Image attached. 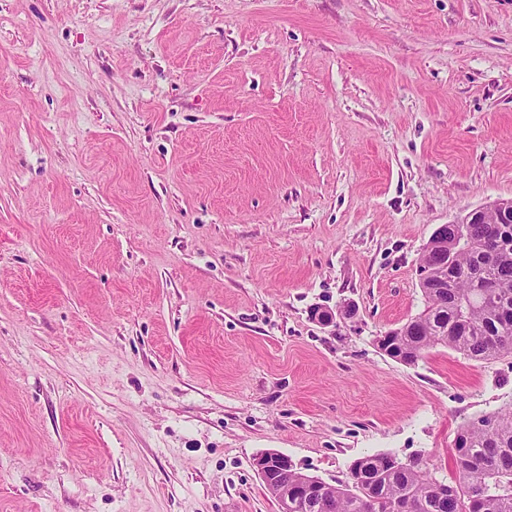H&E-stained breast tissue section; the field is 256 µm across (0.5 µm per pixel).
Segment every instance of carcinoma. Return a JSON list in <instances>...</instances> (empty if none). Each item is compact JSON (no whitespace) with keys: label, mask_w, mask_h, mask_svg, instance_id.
<instances>
[{"label":"carcinoma","mask_w":512,"mask_h":512,"mask_svg":"<svg viewBox=\"0 0 512 512\" xmlns=\"http://www.w3.org/2000/svg\"><path fill=\"white\" fill-rule=\"evenodd\" d=\"M500 240L493 256L482 237ZM419 267L448 287L425 288V307L394 337L395 355L416 364L442 345L463 356L488 361L512 355V223L495 211L448 231V255L424 252ZM463 446L454 447L457 482L444 500L438 480L416 462L396 467L384 453L352 461L346 481L322 482L323 490L297 503L296 512H387L394 503L410 512H512V410L486 414L461 428Z\"/></svg>","instance_id":"cac0c4a2"}]
</instances>
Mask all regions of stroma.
<instances>
[{
	"instance_id": "obj_1",
	"label": "stroma",
	"mask_w": 512,
	"mask_h": 512,
	"mask_svg": "<svg viewBox=\"0 0 512 512\" xmlns=\"http://www.w3.org/2000/svg\"><path fill=\"white\" fill-rule=\"evenodd\" d=\"M510 198L512 0H0V512H279L267 450L452 478L512 356L376 338Z\"/></svg>"
}]
</instances>
